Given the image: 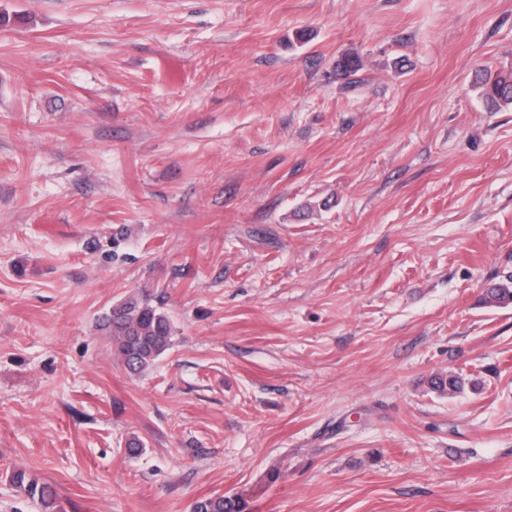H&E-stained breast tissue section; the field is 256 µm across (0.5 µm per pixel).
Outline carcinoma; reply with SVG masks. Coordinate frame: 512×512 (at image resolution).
Here are the masks:
<instances>
[{
	"label": "carcinoma",
	"instance_id": "cac0c4a2",
	"mask_svg": "<svg viewBox=\"0 0 512 512\" xmlns=\"http://www.w3.org/2000/svg\"><path fill=\"white\" fill-rule=\"evenodd\" d=\"M361 69L356 54H348L336 63L337 74L351 77ZM475 85L480 97L491 111L512 108V71L501 74L486 70L476 75ZM484 302L490 305L512 303V280L497 283L486 289ZM104 334L112 342L113 355L130 372L140 374L152 367L172 343L171 320L166 313L151 303L147 295H129L112 305L101 317ZM430 386L438 394L453 395L464 391L466 382L457 374L438 375ZM14 479L31 498H38L43 512H65L52 488L35 480L25 481V474L18 472ZM192 512H247L242 495H217L202 498L193 504Z\"/></svg>",
	"mask_w": 512,
	"mask_h": 512
}]
</instances>
